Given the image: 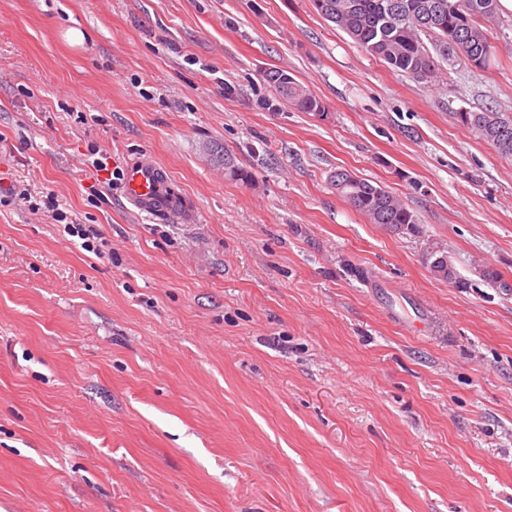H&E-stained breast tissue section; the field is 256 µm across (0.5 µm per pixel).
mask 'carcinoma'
<instances>
[{"label":"carcinoma","instance_id":"cac0c4a2","mask_svg":"<svg viewBox=\"0 0 512 512\" xmlns=\"http://www.w3.org/2000/svg\"><path fill=\"white\" fill-rule=\"evenodd\" d=\"M315 8L336 24L367 53L394 70L418 81H430L438 68L434 56L450 61L462 55L474 67L485 69L495 56L482 22L498 17V0H314ZM435 39V53L422 36ZM264 80L290 106L322 116L325 103L293 77L279 70L264 73ZM463 124L475 131L503 156L512 157V138L504 141L501 130L512 133V118L500 112H470ZM224 171L237 180L248 179L226 150L216 153ZM336 192L373 224L418 223L415 212L380 185L347 170L331 175Z\"/></svg>","mask_w":512,"mask_h":512}]
</instances>
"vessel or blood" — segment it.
Segmentation results:
<instances>
[{
  "label": "vessel or blood",
  "instance_id": "1",
  "mask_svg": "<svg viewBox=\"0 0 512 512\" xmlns=\"http://www.w3.org/2000/svg\"><path fill=\"white\" fill-rule=\"evenodd\" d=\"M123 194L134 207L143 211L166 212L181 207L179 198L167 190L164 170L148 157L127 167Z\"/></svg>",
  "mask_w": 512,
  "mask_h": 512
}]
</instances>
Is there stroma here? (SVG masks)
Wrapping results in <instances>:
<instances>
[{
  "label": "stroma",
  "mask_w": 512,
  "mask_h": 512,
  "mask_svg": "<svg viewBox=\"0 0 512 512\" xmlns=\"http://www.w3.org/2000/svg\"><path fill=\"white\" fill-rule=\"evenodd\" d=\"M485 31L426 84L313 0H0V512H512V157L459 120L512 116V13ZM142 156L189 219L124 199ZM263 78L289 106L302 112H314L319 116L325 114V103L299 84L288 73L270 70L264 73ZM330 179L336 192L355 210L367 216L371 223L391 226L411 222L419 224L415 212L380 185L348 170H337Z\"/></svg>",
  "instance_id": "obj_1"
}]
</instances>
